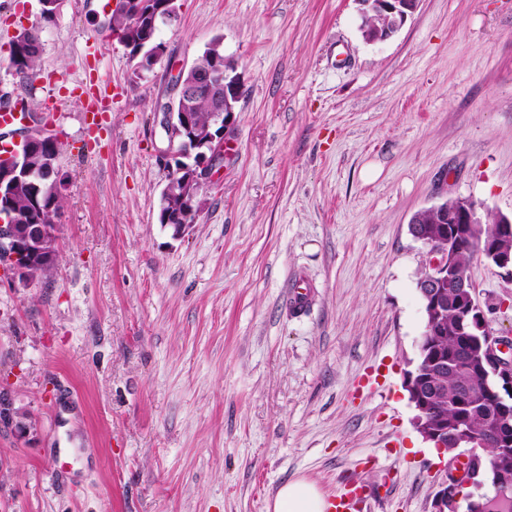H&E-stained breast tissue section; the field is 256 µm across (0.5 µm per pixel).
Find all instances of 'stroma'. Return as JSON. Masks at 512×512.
Listing matches in <instances>:
<instances>
[{"label": "stroma", "instance_id": "35a3bbf8", "mask_svg": "<svg viewBox=\"0 0 512 512\" xmlns=\"http://www.w3.org/2000/svg\"><path fill=\"white\" fill-rule=\"evenodd\" d=\"M357 0H180L139 71L92 0H0V102L61 143L52 273L0 277V512H266L304 478L367 512H430L442 473L405 389L424 330L412 217L448 198L512 213V0H419L370 44ZM41 32L40 75L10 63ZM222 37L236 122L188 234L158 222L178 70ZM103 81L88 134L75 82ZM475 295L512 336V282ZM312 287L288 305L296 276ZM41 40L38 31L24 29L20 31L10 45V61L25 81L35 80L40 71ZM11 425L19 433H27L32 429L30 420L21 416L5 393L0 390V425Z\"/></svg>", "mask_w": 512, "mask_h": 512}]
</instances>
